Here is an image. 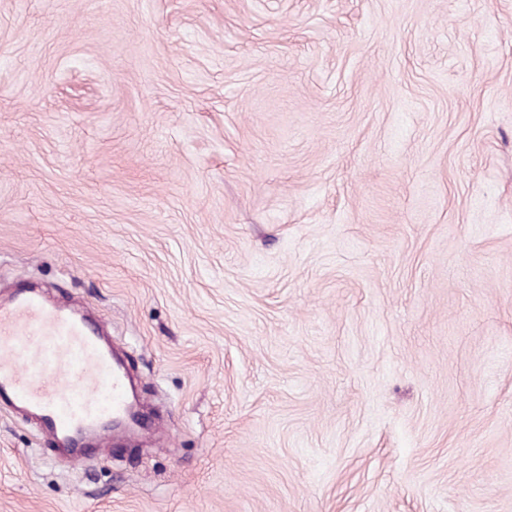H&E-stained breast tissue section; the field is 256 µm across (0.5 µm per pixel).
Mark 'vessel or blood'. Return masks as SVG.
<instances>
[{
    "instance_id": "vessel-or-blood-1",
    "label": "vessel or blood",
    "mask_w": 512,
    "mask_h": 512,
    "mask_svg": "<svg viewBox=\"0 0 512 512\" xmlns=\"http://www.w3.org/2000/svg\"><path fill=\"white\" fill-rule=\"evenodd\" d=\"M0 402L33 415L55 442L106 435L131 416L126 372L97 330L27 287L0 300Z\"/></svg>"
}]
</instances>
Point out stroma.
<instances>
[{"label":"stroma","mask_w":512,"mask_h":512,"mask_svg":"<svg viewBox=\"0 0 512 512\" xmlns=\"http://www.w3.org/2000/svg\"><path fill=\"white\" fill-rule=\"evenodd\" d=\"M153 430L0 512H512V0H0V293Z\"/></svg>","instance_id":"35a3bbf8"}]
</instances>
